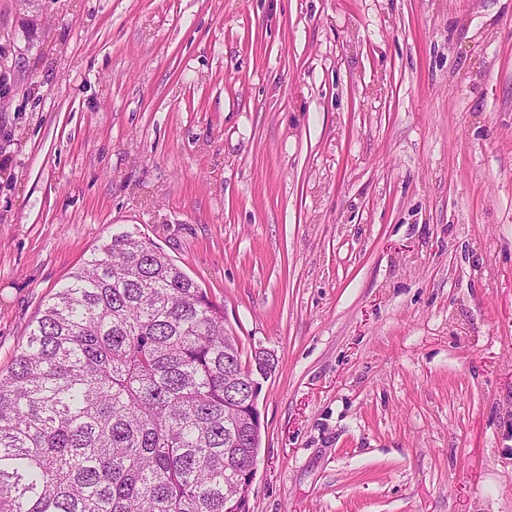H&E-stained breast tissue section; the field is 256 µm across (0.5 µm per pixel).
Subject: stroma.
Returning a JSON list of instances; mask_svg holds the SVG:
<instances>
[{"instance_id":"stroma-1","label":"stroma","mask_w":512,"mask_h":512,"mask_svg":"<svg viewBox=\"0 0 512 512\" xmlns=\"http://www.w3.org/2000/svg\"><path fill=\"white\" fill-rule=\"evenodd\" d=\"M0 369L103 239L224 306L250 512H512V0H0Z\"/></svg>"}]
</instances>
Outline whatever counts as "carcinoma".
Instances as JSON below:
<instances>
[{
    "label": "carcinoma",
    "instance_id": "1",
    "mask_svg": "<svg viewBox=\"0 0 512 512\" xmlns=\"http://www.w3.org/2000/svg\"><path fill=\"white\" fill-rule=\"evenodd\" d=\"M273 368L153 242L111 236L0 371V512H248L247 381Z\"/></svg>",
    "mask_w": 512,
    "mask_h": 512
}]
</instances>
